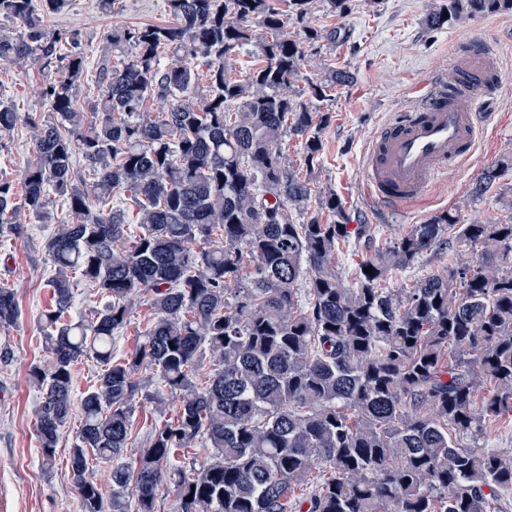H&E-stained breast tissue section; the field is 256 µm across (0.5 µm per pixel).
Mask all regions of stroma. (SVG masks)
Instances as JSON below:
<instances>
[{"label": "stroma", "instance_id": "stroma-1", "mask_svg": "<svg viewBox=\"0 0 512 512\" xmlns=\"http://www.w3.org/2000/svg\"><path fill=\"white\" fill-rule=\"evenodd\" d=\"M446 0H350L344 14L314 8L310 24L322 33L319 42L305 40L303 27L294 15H284L288 37L305 45L308 56L302 72L317 78L328 68L350 71L351 82L336 86L331 97L320 102L329 116L322 134L319 167L311 173L317 191H333L342 200L350 224L367 225L364 237L343 243L336 262L352 272L365 256L387 246L411 225L449 212L458 223L511 224L512 209L500 194L506 181H499L481 196L473 189L488 167L512 155V73L504 74L502 88L489 106L497 121L483 134L469 160L449 171L447 178L423 202L404 212L368 216L369 205L358 191L360 155L378 123L386 114L406 107L413 88L426 76H451L456 45L476 38L491 43L501 66L512 63V14L476 13L460 23L430 26V13ZM172 17L166 0H113L102 8L99 0H68L64 9L48 15V32L62 31L71 43L61 52L78 50L86 70L77 92V108L95 112L101 98L97 85L99 69L112 50L107 36L116 27L167 24ZM59 74L58 62L30 60L25 66L0 64V100L36 120L51 114L39 95L41 85ZM35 156V144L26 126L0 139V180L21 187V175ZM61 201L49 206L43 222L20 213L5 217L6 232L0 233V287L15 289L21 316L12 327L0 328V512H81L70 467L73 444L64 433L56 449L52 469L42 470L37 438L36 408L39 392L28 379L32 362L44 359L40 317L51 304L47 285L53 267L45 241L55 224L66 218ZM176 402L157 404L144 399L132 417L135 441L127 451L136 456L147 445L155 423L174 416Z\"/></svg>", "mask_w": 512, "mask_h": 512}]
</instances>
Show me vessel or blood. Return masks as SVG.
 <instances>
[{"instance_id": "1", "label": "vessel or blood", "mask_w": 512, "mask_h": 512, "mask_svg": "<svg viewBox=\"0 0 512 512\" xmlns=\"http://www.w3.org/2000/svg\"><path fill=\"white\" fill-rule=\"evenodd\" d=\"M452 66L453 79L431 77L408 109L378 125L361 159V190L378 210H400L431 193L470 156L490 120L483 106L502 85L495 49L460 43Z\"/></svg>"}]
</instances>
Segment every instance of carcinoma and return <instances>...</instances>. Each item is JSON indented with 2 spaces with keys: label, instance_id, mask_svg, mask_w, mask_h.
<instances>
[{
  "label": "carcinoma",
  "instance_id": "cac0c4a2",
  "mask_svg": "<svg viewBox=\"0 0 512 512\" xmlns=\"http://www.w3.org/2000/svg\"><path fill=\"white\" fill-rule=\"evenodd\" d=\"M65 5L42 0L38 12L32 0H0V17L16 24L0 26V63L56 55L69 37L49 36L43 17ZM167 7V25L112 32L117 63L100 69L91 116L76 107L85 60L73 51L41 90L56 119L36 122L0 101V137L25 124L36 146L20 197L0 182V215L44 220L52 194L68 212L45 243L47 361L28 369L42 465L77 418L70 465L82 512H155L166 488L180 512H508L512 457L477 438L512 419V224L436 215L363 259L346 285L336 251L363 225L350 228L332 191L307 213L310 180L281 151L286 136L303 139L314 169L327 122L295 89L305 50L284 33L282 10L275 0ZM288 9L303 23L313 0ZM511 12L512 0H448L429 23ZM248 46L259 66L231 77L233 53ZM349 79L331 69L307 82L308 97ZM78 155L97 174L89 186ZM509 171L511 158L489 168L475 195ZM127 190L134 235L116 203ZM434 247L448 249L444 273L387 287ZM75 274L105 299L77 321ZM141 298L153 319L118 360L116 335ZM19 317L16 292L0 287V327ZM85 359L105 369L77 401L74 368ZM141 395L179 405L128 461ZM104 459L108 500L90 473ZM319 467V485L296 496Z\"/></svg>",
  "mask_w": 512,
  "mask_h": 512
}]
</instances>
